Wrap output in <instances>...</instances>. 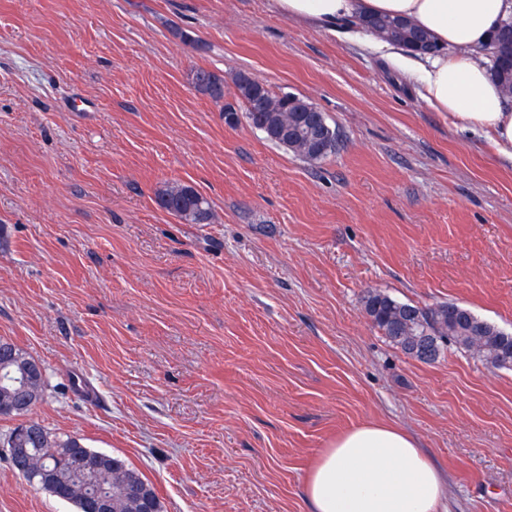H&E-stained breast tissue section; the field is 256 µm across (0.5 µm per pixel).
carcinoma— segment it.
<instances>
[{
  "mask_svg": "<svg viewBox=\"0 0 512 512\" xmlns=\"http://www.w3.org/2000/svg\"><path fill=\"white\" fill-rule=\"evenodd\" d=\"M368 28L383 24H397L405 29L406 37L395 40L410 51H416L413 42L425 40L433 48L438 45L429 33L410 27L400 19L373 16L367 18ZM193 83L201 92L216 101L224 99V80L205 69L193 73ZM235 102L224 104V117L243 114L250 126L262 132L271 143L309 161H321L336 153L339 131L330 125L322 112L305 111L304 99L293 94H275L261 82L243 76L235 80ZM331 126V135L322 143L314 139L315 131ZM157 203L168 212L189 224H207L212 218L209 201L193 186L175 183L166 186L157 195ZM364 310L373 324L407 356L421 359V352L434 349L441 355L448 346L469 350L470 323L482 318L470 309L453 302L431 307L401 303L390 296L370 291L365 296ZM486 363L499 369H512V334H492L485 338L479 351ZM19 361L30 372H35L38 361L17 347L13 342L0 339V396L12 398L9 410L0 408V416L19 418L21 422L11 429L3 447L20 440V447L27 449L24 456L12 463L13 468L27 483L37 484L30 474V462L37 459L47 475L57 477L52 495L60 500H71L78 512H100L98 491L106 490L115 499L114 512H130L125 489L112 482L114 467L122 469L131 483L144 496L154 501L157 512L163 505L155 490L142 474L123 459L106 455L94 467L83 462V439L69 435L65 438L49 431L43 425L28 419V415L43 400L44 386L37 394L25 388V377L9 363Z\"/></svg>",
  "mask_w": 512,
  "mask_h": 512,
  "instance_id": "carcinoma-1",
  "label": "carcinoma"
}]
</instances>
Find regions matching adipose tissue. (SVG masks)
I'll list each match as a JSON object with an SVG mask.
<instances>
[{
    "label": "adipose tissue",
    "instance_id": "adipose-tissue-1",
    "mask_svg": "<svg viewBox=\"0 0 512 512\" xmlns=\"http://www.w3.org/2000/svg\"><path fill=\"white\" fill-rule=\"evenodd\" d=\"M274 8L370 46L411 77L436 111L479 127L497 154L512 160V99L492 80L480 54L491 30L512 16V0H274ZM371 15L428 31L439 52L415 55L372 37L362 25ZM443 496L441 475L415 440L378 422L330 442L303 488L311 512H439Z\"/></svg>",
    "mask_w": 512,
    "mask_h": 512
}]
</instances>
